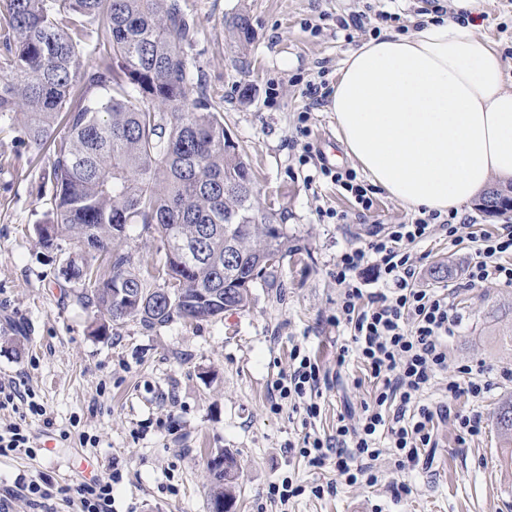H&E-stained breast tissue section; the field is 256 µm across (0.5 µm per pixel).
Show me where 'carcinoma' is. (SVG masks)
I'll use <instances>...</instances> for the list:
<instances>
[{
    "label": "carcinoma",
    "instance_id": "obj_1",
    "mask_svg": "<svg viewBox=\"0 0 512 512\" xmlns=\"http://www.w3.org/2000/svg\"><path fill=\"white\" fill-rule=\"evenodd\" d=\"M231 27L252 40L246 16ZM195 37L188 0H0V122L45 162L46 246L96 244L69 268L84 270L83 306L115 323L242 310L276 263L302 251L282 214L260 206L243 148L226 139L221 99L191 72ZM131 226L160 242L162 285L122 248ZM193 242L202 256L189 263ZM116 276L136 300L112 288ZM496 420L512 445V397ZM217 455L224 462L207 465L212 506L235 499L237 459Z\"/></svg>",
    "mask_w": 512,
    "mask_h": 512
}]
</instances>
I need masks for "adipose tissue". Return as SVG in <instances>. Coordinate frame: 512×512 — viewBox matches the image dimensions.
Segmentation results:
<instances>
[{
	"label": "adipose tissue",
	"mask_w": 512,
	"mask_h": 512,
	"mask_svg": "<svg viewBox=\"0 0 512 512\" xmlns=\"http://www.w3.org/2000/svg\"><path fill=\"white\" fill-rule=\"evenodd\" d=\"M468 21L428 18L343 60L327 109L348 157L390 198L445 213L512 181V89L498 48Z\"/></svg>",
	"instance_id": "1"
}]
</instances>
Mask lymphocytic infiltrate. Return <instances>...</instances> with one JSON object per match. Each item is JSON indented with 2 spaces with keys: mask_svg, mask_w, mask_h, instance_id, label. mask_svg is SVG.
Here are the masks:
<instances>
[{
  "mask_svg": "<svg viewBox=\"0 0 512 512\" xmlns=\"http://www.w3.org/2000/svg\"><path fill=\"white\" fill-rule=\"evenodd\" d=\"M301 135L305 142L300 164H314L319 176L330 179L362 211L374 205V189L360 180L356 171L333 169L316 161L308 141V111L301 112ZM456 213L419 212L407 222L390 224L362 246H350L336 259L334 278L340 288L333 324L350 329L353 348H341V356L356 352L380 382L371 405L365 406L360 425L338 420L336 434L304 440L298 453L309 464L333 460L346 481L354 483L370 475L372 463L388 440L398 459V468L416 466L421 449L433 443V420L437 408L415 405L418 392L431 384L438 372L447 370L445 337L454 335L461 320L448 293L423 288L417 283L416 267L408 247L441 230L457 237L461 230ZM512 225H501L493 235L481 238L475 256L464 271L468 287L487 282L512 285ZM292 365L273 390L279 399L301 406L306 418H316L320 406L312 399L322 381L319 365L300 347L291 351Z\"/></svg>",
  "mask_w": 512,
  "mask_h": 512,
  "instance_id": "1",
  "label": "lymphocytic infiltrate"
}]
</instances>
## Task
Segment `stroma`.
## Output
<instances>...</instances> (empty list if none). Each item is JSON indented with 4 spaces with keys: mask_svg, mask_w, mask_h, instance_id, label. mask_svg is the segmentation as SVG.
<instances>
[{
    "mask_svg": "<svg viewBox=\"0 0 512 512\" xmlns=\"http://www.w3.org/2000/svg\"><path fill=\"white\" fill-rule=\"evenodd\" d=\"M196 28L194 61L224 98V127L244 147L256 175L262 205L285 215L290 234L305 252L283 260L273 286L257 284L248 309L222 318L145 326L130 318L96 335L97 314L78 301L81 287L60 269L72 243L48 249L35 232L51 207L52 187L42 163L30 161L12 131H0V382L14 381L23 400L0 410V428L26 420L33 456H0V498L12 512H34L12 497L17 476L74 487L120 471L112 487V512H209L206 461L217 449L235 455L236 503L232 512H279L272 484L291 478L304 492L288 512H512V451L504 449L495 410L512 396V286L465 287L461 276L438 279L436 264L460 269L475 253L476 234L512 225V210L489 216L467 203L459 219L472 221L460 244L442 231L411 249L426 288L447 289L462 322L448 337V369L419 393L422 403L446 405L450 415L434 422L435 447L420 451L416 467L399 469L393 449L375 466V484H349L334 465L309 466L294 446L311 432L332 433L339 416L358 423L377 381L356 357L336 358L351 342L336 327V257L351 243L368 240L383 224L410 215L384 191L372 211H358L330 180L300 165L303 138L301 92L317 73L335 83L346 55L368 36L346 40L339 19L369 8L400 14L414 26L417 0H189ZM248 16L255 31L241 45L229 28ZM476 22L504 53V81L512 88V0H480ZM315 149L338 168L352 167L325 109L311 112ZM346 213L345 223L320 221L319 209ZM301 347L329 375L321 413L271 410V384L287 372L291 350ZM482 370V397H446L459 366ZM43 404L41 417H20L28 401ZM480 414L483 429L472 437L460 426ZM406 493H398V486ZM322 487L314 496L313 487Z\"/></svg>",
    "mask_w": 512,
    "mask_h": 512,
    "instance_id": "stroma-1",
    "label": "stroma"
}]
</instances>
